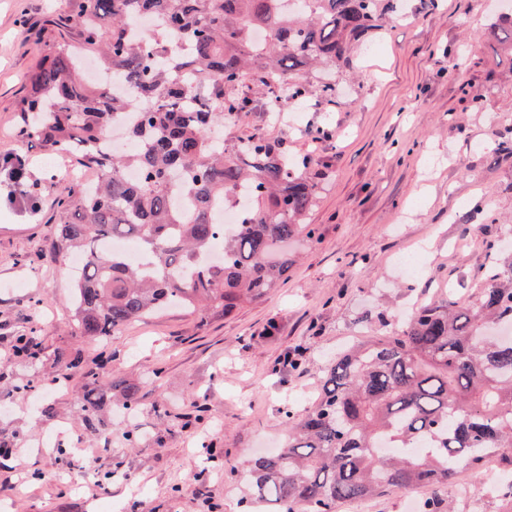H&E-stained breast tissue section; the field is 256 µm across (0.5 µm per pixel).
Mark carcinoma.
I'll return each mask as SVG.
<instances>
[{"label":"carcinoma","instance_id":"1","mask_svg":"<svg viewBox=\"0 0 512 512\" xmlns=\"http://www.w3.org/2000/svg\"><path fill=\"white\" fill-rule=\"evenodd\" d=\"M69 0L52 23L77 43L51 42L17 105L18 137L50 156L73 155L96 173L64 182L56 199L57 251L82 254L75 271L72 331L104 342L140 318L178 306L205 322L263 299L288 276V244L315 229L304 218L316 186L300 162L259 137L232 150L212 127L252 100L224 99V88L255 75L305 96V70L332 94L336 65L375 30L385 0ZM158 15L144 42L131 25ZM132 87L138 97L126 96ZM132 116L133 148L104 141ZM135 169L138 179L126 172ZM238 214L224 234L223 258L209 262L218 216ZM137 238L149 262L107 244ZM465 304L448 297L419 305L398 327L377 314L385 336L331 357L317 401L288 419V441L256 455L244 472L245 512H335L340 502L395 491L423 492L421 512H451L445 490L462 466L479 475L494 455L512 470V262L489 265ZM39 337H23L37 360ZM85 423L95 428L108 402L129 411L139 386H105L84 373Z\"/></svg>","mask_w":512,"mask_h":512}]
</instances>
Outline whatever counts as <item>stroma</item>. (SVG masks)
I'll list each match as a JSON object with an SVG mask.
<instances>
[{
    "instance_id": "obj_1",
    "label": "stroma",
    "mask_w": 512,
    "mask_h": 512,
    "mask_svg": "<svg viewBox=\"0 0 512 512\" xmlns=\"http://www.w3.org/2000/svg\"><path fill=\"white\" fill-rule=\"evenodd\" d=\"M64 0H0V156H27L25 186L0 174V442L16 448L0 465L7 512H240L241 472L287 436L285 411L314 402L330 353L361 336V320L417 299L452 293L474 301L493 244L512 239V54L492 25L491 0H402V17L353 50L337 69L339 93L309 84L298 118H272L257 78L235 87L254 108L223 123L224 144L259 136L303 160L319 187L307 221L314 237L292 245L287 280L229 318L200 323L171 309L132 323L109 343L85 341L69 324L71 273L55 252V198L73 170L16 136L15 106L43 42L69 40L51 26ZM490 219H470L475 204ZM425 253L407 286L399 257ZM279 330L267 335L269 323ZM37 333L39 361L13 355L16 337ZM302 350L300 368L282 359ZM85 370L136 382L139 439L106 408V434L87 429L82 372L60 379L62 354ZM32 384L22 395L18 386ZM78 447L69 475L58 448ZM228 459L207 461V448ZM453 512H512L492 474L473 479Z\"/></svg>"
}]
</instances>
